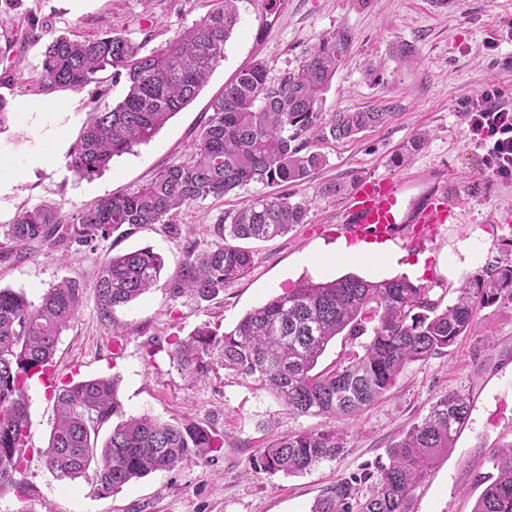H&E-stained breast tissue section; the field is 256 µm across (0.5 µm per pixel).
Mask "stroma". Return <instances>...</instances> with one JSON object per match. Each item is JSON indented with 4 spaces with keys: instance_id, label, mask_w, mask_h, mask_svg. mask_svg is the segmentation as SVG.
I'll list each match as a JSON object with an SVG mask.
<instances>
[{
    "instance_id": "35a3bbf8",
    "label": "stroma",
    "mask_w": 512,
    "mask_h": 512,
    "mask_svg": "<svg viewBox=\"0 0 512 512\" xmlns=\"http://www.w3.org/2000/svg\"><path fill=\"white\" fill-rule=\"evenodd\" d=\"M212 6L213 0H0V96L11 106L0 125V179L13 183L0 194V226L44 202L74 213L145 184L189 155L209 116L211 97L239 69L258 59L269 80H278L297 67L302 53L320 37L342 28L354 34L355 43L324 96V111L383 104L397 117L350 140L314 141L327 165L292 189L295 201L308 208L306 223L271 241L245 240L254 254L253 269L212 300L173 298L166 277L187 249L210 247V225L244 201L269 194L265 185L253 183L200 201L178 215L174 230L154 224L123 238L109 236L94 250L65 258L31 245L0 263V288L34 302L65 279L84 288L82 307L57 344V383L115 376L126 413L168 421L187 418L224 437L219 452L151 473L105 496L85 479L55 478L41 456H32L19 477L22 492L0 497V512H309L327 486L385 459L402 434L451 392L469 400V420L448 458L415 489L413 512H453L457 507L471 512L482 491L477 477L491 472L494 449L512 442V428H503L498 414L500 400L512 404V291L480 307L471 330L454 346L410 365L380 401L346 424L342 455L296 476L248 472V459L288 434L325 428V419L288 414L252 380L225 376L220 368L191 381L170 352L174 340L197 325L207 322L219 332L230 331L247 312L303 279L319 282L347 273L390 278L420 262L433 297L447 305L462 285L480 277L486 264L512 262V180L488 173L484 150L470 139L463 114L466 100L491 86L512 104V44L495 52L487 48L500 22L512 19V0H452L445 8L434 0H287L265 26L252 0H240V21L225 45L224 59L198 96L149 143L113 158L93 179L76 176L69 168L70 152L93 110L95 89H46L42 43L58 35L93 39L112 31L150 50ZM401 42L416 45L417 65L394 57L393 48ZM36 99H52L60 107L29 111ZM422 130L427 140L406 153V145ZM369 176L404 181L411 201L445 183L464 196L465 204L426 248L394 242L395 264L315 263V256L330 253L342 238L348 188ZM333 182L345 185V193L325 194L324 186ZM147 246L164 256L165 279L116 308L111 319H101L93 289L98 262ZM116 327L123 344L117 355L111 351ZM27 394L30 439L40 448L54 421L53 400L36 381Z\"/></svg>"
}]
</instances>
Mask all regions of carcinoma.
<instances>
[{
	"label": "carcinoma",
	"mask_w": 512,
	"mask_h": 512,
	"mask_svg": "<svg viewBox=\"0 0 512 512\" xmlns=\"http://www.w3.org/2000/svg\"><path fill=\"white\" fill-rule=\"evenodd\" d=\"M237 2L216 0L190 27L148 52L117 32L95 39L60 35L42 45L41 79L49 89H84L108 69L126 81L122 100L89 113L70 155L75 174L94 178L113 157L150 141L192 102L224 60V46L238 23ZM354 42L348 29L322 36L275 83L262 61L241 69L210 100L211 115L183 161L75 214L51 203L20 212L4 231L0 261L16 245L38 242L78 252L122 228H172L183 208L252 182L277 188L245 203L229 216L230 223L213 225V246L188 250L173 275V297L213 299L254 264L253 254L232 241L271 240L306 223L307 207L293 201L288 188L308 182L327 164L326 156L309 146L312 137L352 139L395 119L396 113L380 105L323 111L324 94ZM163 269L162 256L149 247L105 258L93 285L99 313L109 318L115 308L137 300ZM506 289L512 290V263L500 262L487 265L473 287L460 288L445 307L432 298V286L405 276L305 280L246 313L229 332L220 334L207 322L198 325L174 341L171 359L192 379L207 376L217 360L235 376L253 379L290 414L352 420L383 398L411 364L452 346L471 329L477 306ZM83 294L70 280L51 286L36 304L0 289V496L21 488L15 475L35 453L57 478H88L97 493L110 494L224 446L212 428L196 421L126 413L118 378L99 377L54 388L47 446L33 447L28 382L52 374L59 337L78 314ZM339 335L350 347L332 367L315 371ZM469 413L463 396L441 397L389 449L388 462L378 464L377 473L337 481L309 512H411L413 491L455 446ZM105 427L109 432L101 441ZM343 444V432L333 426L302 431L258 450L248 465L255 473L299 475L336 459ZM489 462L497 475L480 477L485 487L473 512H512V443Z\"/></svg>",
	"instance_id": "cac0c4a2"
}]
</instances>
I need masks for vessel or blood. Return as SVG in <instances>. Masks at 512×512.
<instances>
[{"instance_id": "vessel-or-blood-1", "label": "vessel or blood", "mask_w": 512, "mask_h": 512, "mask_svg": "<svg viewBox=\"0 0 512 512\" xmlns=\"http://www.w3.org/2000/svg\"><path fill=\"white\" fill-rule=\"evenodd\" d=\"M403 193V182L389 177L360 180L349 199L346 235L379 242L402 238L423 248L459 207L457 197L444 187L427 192L409 209Z\"/></svg>"}]
</instances>
